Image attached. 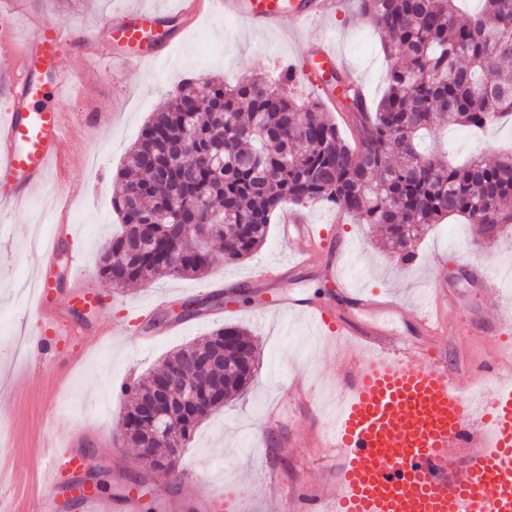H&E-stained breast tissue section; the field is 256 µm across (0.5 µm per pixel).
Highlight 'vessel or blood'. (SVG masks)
I'll list each match as a JSON object with an SVG mask.
<instances>
[{"label": "vessel or blood", "mask_w": 512, "mask_h": 512, "mask_svg": "<svg viewBox=\"0 0 512 512\" xmlns=\"http://www.w3.org/2000/svg\"><path fill=\"white\" fill-rule=\"evenodd\" d=\"M225 17L242 19L251 27L267 30L290 19L304 23L324 18L336 0H216ZM160 12L127 9L112 25L115 40L130 51L123 60L142 65L161 60L165 44L152 41L161 21ZM78 46L88 56L103 47L89 31L63 30L45 24L32 30L18 65L0 71V95L10 107L0 119V208L26 204L50 180L52 165L64 155L68 119L65 113L44 105L47 96H62L74 86V74L57 68L63 48ZM54 69L51 85L39 77L41 66ZM345 63L328 41L307 48L295 71L298 82L319 87L318 73L344 69ZM280 233L290 246L292 267L322 263L330 279L337 280L331 256L332 243L319 225L297 223L285 213ZM35 306L49 331L62 338L98 337L99 331L71 321L66 310L50 301L43 269L33 272ZM339 307L321 306L302 299L275 303L273 312L303 313L328 345L326 358L337 360L336 412L317 421L307 443L338 451L340 464L331 490L299 486L285 488L279 473L268 469L264 483L267 498L283 501L284 512H512V380L500 369L512 363V323L495 312L498 348L475 367L491 384L490 399L475 400L451 380L447 362L437 357L438 341L448 333L441 303L446 288L431 291L424 315L415 324L429 339L415 350L394 343L403 308L378 293H367L339 283ZM306 409L319 407L320 396L310 381L282 384L265 407L276 418L285 401ZM45 474L34 488L15 497L11 512H37L42 500L59 486L60 470L80 472L85 452L77 438L66 445H44ZM239 490L206 494L205 512H241ZM81 512H135L132 498L106 504L83 496Z\"/></svg>", "instance_id": "1"}]
</instances>
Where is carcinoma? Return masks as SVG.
Listing matches in <instances>:
<instances>
[{
    "mask_svg": "<svg viewBox=\"0 0 512 512\" xmlns=\"http://www.w3.org/2000/svg\"><path fill=\"white\" fill-rule=\"evenodd\" d=\"M480 12L463 16L457 0H357L360 14L385 34L390 65L387 88L376 102L347 76L328 80L342 111L361 127L351 144L322 102L284 96L275 81L254 75L227 87L188 79L152 113L141 139L126 153L112 194L122 230L99 256V272L118 288L160 278L192 277L214 263L220 241L226 262L247 258L266 241L281 204L329 203L379 230L403 264L416 258L424 227L461 216L488 239L512 224V154L478 156L451 165L425 154L421 137L445 124L485 130L512 114V0H481ZM187 141L188 168L167 152ZM206 224L202 238L185 237L181 225ZM221 350L224 369L205 373L183 365L197 353ZM256 348L249 332L224 325L162 362L161 371L124 387L131 399L126 437L145 449L151 469L178 481L179 463L149 439L141 402L180 365L195 402L173 398L183 444L198 424L224 408L254 375Z\"/></svg>",
    "mask_w": 512,
    "mask_h": 512,
    "instance_id": "obj_1",
    "label": "carcinoma"
}]
</instances>
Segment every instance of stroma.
<instances>
[{
  "label": "stroma",
  "instance_id": "1",
  "mask_svg": "<svg viewBox=\"0 0 512 512\" xmlns=\"http://www.w3.org/2000/svg\"><path fill=\"white\" fill-rule=\"evenodd\" d=\"M14 17H0V66L14 65L20 58L33 24L61 28L72 25L89 30L130 7L172 10L175 0H24ZM355 0H340L335 14L300 28L285 22L272 30H257L243 21L228 20L217 11L199 15L192 22L176 19L175 44L167 58L141 66L97 56L85 58L66 49L61 66L80 75L77 87L56 107L70 116L71 138L66 145L59 186H48L5 221L0 222V471L22 478L40 467L39 445L55 439L45 427V411L53 409L62 428L84 440V480H97L98 498L112 502L130 491L129 479L141 476L149 494L137 499V512H167L158 498L167 491L177 505L175 512H200L197 502L183 496L181 485L162 472L142 467L136 448L122 440L123 412L127 398L124 383L155 370L173 350L207 336L213 330L235 324L249 330L257 344L258 362L246 393L226 404L223 412L201 423L181 460L184 468L207 474L212 482L250 488L253 496L247 512H281L277 502L258 492L262 468L280 470L288 485L305 484L330 488L336 481V457L325 449L299 446L313 416L294 404H286L277 421L265 418V406L279 384L297 377L309 379L320 394L333 391L339 365L320 355V345L305 319L287 326L275 317L256 318L269 299L303 298L332 303L336 291L317 268L305 267L266 285L249 282L252 267L260 261L284 262L288 245L280 236V219L272 217L265 243L248 258L227 263L216 260L205 279H221L240 285L237 310L225 313L224 299L212 296L198 313L179 318L178 305L192 297L201 280L162 278L146 285L114 289L99 274V254L120 224L112 209V189L126 151L139 140L151 113L164 95L187 77L221 79L233 84L239 77L274 74L297 57L307 44L320 37L333 41L353 77L363 84L369 98L379 99L386 88L387 62L381 37L374 26L354 20ZM100 112H117L121 118L106 127L93 123ZM444 143L451 157L463 161L479 155L484 145L472 133L445 126L426 139V146ZM335 213L323 204L310 209V221L343 240L340 261L351 287H367L397 297L405 308L402 340H414L409 325L422 308L432 281L448 279L455 306L448 310V335L443 345L448 368L458 384H471L476 397L489 390L469 381L477 361L491 350L492 326L483 316L492 305H501L512 316V287L492 294L470 282L463 266L477 262L489 269L512 263V228L487 240L463 219H447L431 226L421 237L417 257L404 265L385 250L367 225L356 216L335 223ZM66 222L67 237L51 265L52 298L66 305L73 288L83 281L98 285L106 305L99 311L71 312L73 321L111 330L113 322L125 326L111 342L88 346L74 338L53 342L38 320L26 319L30 304L20 285L32 271L44 265L38 250L53 239L59 222ZM157 294L167 295L168 305L151 320L138 321ZM169 327L173 333L143 346L141 339L152 328ZM29 340L52 342L53 349L37 365L19 358L10 341L18 331ZM83 350L82 363L71 372L69 382L56 390L41 384L42 375L64 365L74 350Z\"/></svg>",
  "mask_w": 512,
  "mask_h": 512
}]
</instances>
